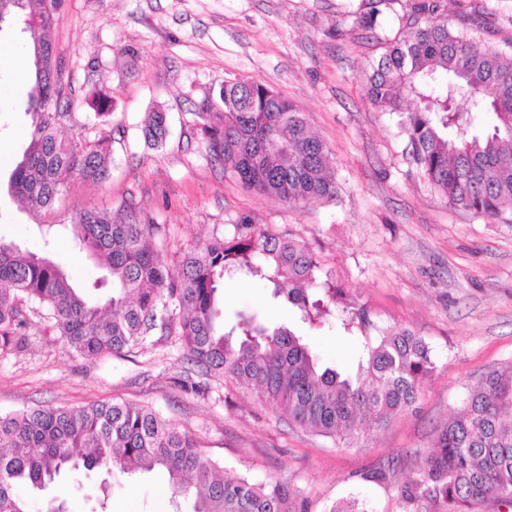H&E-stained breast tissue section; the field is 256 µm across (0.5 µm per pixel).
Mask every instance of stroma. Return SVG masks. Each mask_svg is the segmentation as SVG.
Returning <instances> with one entry per match:
<instances>
[{"label":"stroma","mask_w":512,"mask_h":512,"mask_svg":"<svg viewBox=\"0 0 512 512\" xmlns=\"http://www.w3.org/2000/svg\"><path fill=\"white\" fill-rule=\"evenodd\" d=\"M441 3L455 31L500 49L512 44V0ZM408 8V0H394L372 25V0H65L54 38L72 116L60 131L84 143L110 136V176L72 180L48 208L11 200L8 181L31 119L16 107L26 95L13 79L20 44L0 40V110L8 122L0 131V240L49 250L84 286L104 274L70 232L87 209L119 218L132 205L143 221L160 225L155 245L171 265L231 233L243 216L292 232L316 253L319 281L366 305L378 328L399 324L429 344L435 367L412 410L338 445L288 425L275 407L224 377L210 379L206 396L182 391L176 379L186 360L177 337L155 335L138 349L90 360L36 316L25 344L0 354V414L36 404L146 406L196 437L226 477L285 482L306 512H330L349 498L364 512H402L398 483L423 466L478 379L512 362V213L490 221L449 205L406 156L398 115L367 96V62L401 35L398 17ZM234 77L264 83L305 112L331 152L339 202L289 206L248 191L211 160L195 113ZM92 88L111 97L107 118L85 105ZM157 107L168 132L153 146L141 122ZM220 303L228 328L240 311L274 325L289 319L258 278L225 277ZM299 332L321 365L355 368L357 343L338 335L331 320ZM386 463L395 466L394 484L360 480ZM17 492L27 512H46L56 495L70 512H92L102 497L108 512H172L160 470L107 477L80 469L48 490Z\"/></svg>","instance_id":"stroma-1"}]
</instances>
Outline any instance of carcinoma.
<instances>
[{"mask_svg":"<svg viewBox=\"0 0 512 512\" xmlns=\"http://www.w3.org/2000/svg\"><path fill=\"white\" fill-rule=\"evenodd\" d=\"M65 0H0V36L22 21L30 34L31 90L22 101L31 117L29 144L9 179L17 203L52 205L77 177L100 183L110 175L112 140L86 146L60 136L69 113L68 84L53 42ZM440 0H414L406 34L369 61L371 102L401 115L406 149L418 172L456 207L495 218L512 211V52L454 32ZM84 102L99 116L111 98L91 89ZM198 134L213 160L243 187L287 205L338 197L333 162L305 113L281 93L251 78L224 82L219 101L204 99ZM144 137L160 143L166 115L146 114ZM160 227L129 212L117 221L87 209L72 225L79 247L107 275L82 289L48 256L0 241V354L22 344L33 312L52 323L82 356L95 359L176 336L190 374L180 386L203 394L222 375L252 388L288 421L340 441L364 419L380 424L410 410L434 369L429 344L412 330L377 327L366 307L336 288L313 298L315 253L292 234H277L243 216L228 237H215L170 269L149 241ZM265 279L272 297L299 321L313 324L342 305L338 327L359 339L357 374L322 367L303 336L269 329L256 312L237 313L224 331L218 290L224 274ZM166 470L172 497L192 496V512H306L280 481L225 478L192 436L142 406L93 402L81 407L29 408L0 414V512H27L20 485L44 490L65 470ZM390 465L360 479L387 486ZM404 512H472L492 502L512 508V366L487 372L440 430L424 467L398 488Z\"/></svg>","mask_w":512,"mask_h":512,"instance_id":"obj_1","label":"carcinoma"}]
</instances>
